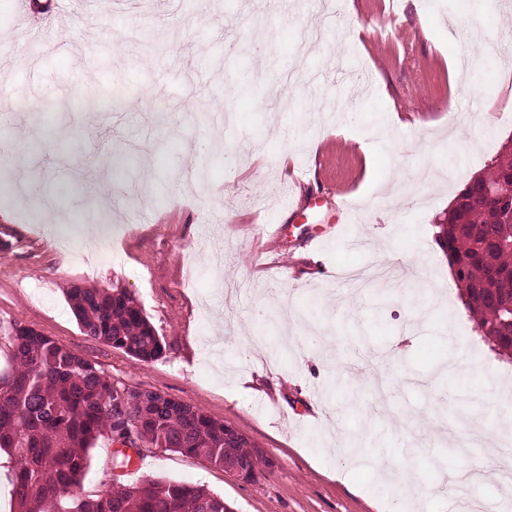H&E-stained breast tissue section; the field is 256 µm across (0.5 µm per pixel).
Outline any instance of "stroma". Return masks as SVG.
Here are the masks:
<instances>
[{"label":"stroma","mask_w":512,"mask_h":512,"mask_svg":"<svg viewBox=\"0 0 512 512\" xmlns=\"http://www.w3.org/2000/svg\"><path fill=\"white\" fill-rule=\"evenodd\" d=\"M380 2L0 0V103L16 115L0 140L22 160L0 177V323L223 420L275 462L245 483L150 447L123 483L203 487L230 512H447L406 480L446 479L458 453L442 431L475 419L496 453L474 492L500 498L512 357L463 305L436 222L512 140V0H396L397 26L363 33ZM468 13L477 26L458 25ZM452 106L472 145L449 177ZM95 172L109 202L88 191ZM39 195L62 231L124 230L101 259L66 258ZM271 222L285 229L275 254ZM398 257L416 271L391 284L335 278ZM76 286L127 289L162 355L140 363L87 336ZM456 356L469 389L446 369ZM115 451L97 440L75 496L110 489Z\"/></svg>","instance_id":"1"}]
</instances>
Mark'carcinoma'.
Returning <instances> with one entry per match:
<instances>
[{
  "label": "carcinoma",
  "instance_id": "1",
  "mask_svg": "<svg viewBox=\"0 0 512 512\" xmlns=\"http://www.w3.org/2000/svg\"><path fill=\"white\" fill-rule=\"evenodd\" d=\"M512 188V153L503 147L488 171L472 177L438 225L465 306L494 349L512 351V224L490 189ZM73 312L86 335L138 362L163 352L161 338L135 298L124 289L75 287ZM0 344L15 368L0 382V449L14 459L16 512H229L224 499L202 487L148 481L115 483L95 498L73 494L100 437L115 444L202 455L224 464L233 448L254 471L267 460L255 444L224 422L181 401L154 393L129 400L95 364L49 336L13 321L0 325Z\"/></svg>",
  "mask_w": 512,
  "mask_h": 512
}]
</instances>
